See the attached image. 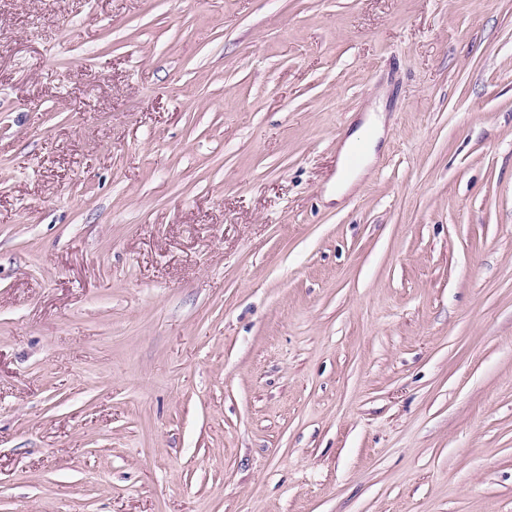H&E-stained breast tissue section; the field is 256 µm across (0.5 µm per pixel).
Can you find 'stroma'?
<instances>
[{"instance_id": "35a3bbf8", "label": "stroma", "mask_w": 512, "mask_h": 512, "mask_svg": "<svg viewBox=\"0 0 512 512\" xmlns=\"http://www.w3.org/2000/svg\"><path fill=\"white\" fill-rule=\"evenodd\" d=\"M0 512H512V0H0ZM368 129H370L371 132ZM382 136V120L376 114L366 115L363 123L348 134L339 151L335 187H329L327 192V196L330 200L336 199V201H340L355 183L360 181L363 176L368 175L369 167L376 159V149ZM362 141L367 144V151L365 152L363 161L358 167L350 168L347 165V158L353 148Z\"/></svg>"}]
</instances>
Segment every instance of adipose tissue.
<instances>
[{
  "mask_svg": "<svg viewBox=\"0 0 512 512\" xmlns=\"http://www.w3.org/2000/svg\"><path fill=\"white\" fill-rule=\"evenodd\" d=\"M382 136V120L375 114L367 115L363 123L348 134L339 151L335 184L329 188L327 192L328 198L342 199L355 183L367 175L370 166L376 159V149ZM362 141L367 144V151L363 161L358 167H349L347 158L353 148Z\"/></svg>",
  "mask_w": 512,
  "mask_h": 512,
  "instance_id": "1",
  "label": "adipose tissue"
}]
</instances>
